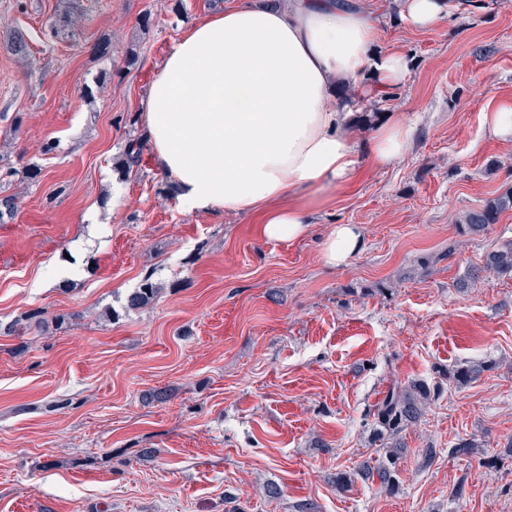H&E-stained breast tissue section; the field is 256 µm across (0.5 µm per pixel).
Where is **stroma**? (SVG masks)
<instances>
[{
  "label": "stroma",
  "mask_w": 512,
  "mask_h": 512,
  "mask_svg": "<svg viewBox=\"0 0 512 512\" xmlns=\"http://www.w3.org/2000/svg\"><path fill=\"white\" fill-rule=\"evenodd\" d=\"M235 3L0 0V196L18 203L0 223V512H512V279L456 286L512 243V210L456 229L512 190V141L483 120L512 103V0H463L425 30L370 0L379 50L409 71L334 100L359 98L357 141L395 115L413 138L395 163L362 160L289 242L262 238L257 214L184 210L146 146L119 167L145 145L173 42ZM338 224L364 246L334 268ZM147 275L159 296L127 308ZM33 310L61 327L10 332ZM457 364L482 371L459 386ZM414 382L439 394L396 436L395 489H337L383 455L375 405ZM462 439L472 454L452 455ZM506 209H512V191L490 201L481 210L467 213L461 223L463 232H480L491 224H496L498 216Z\"/></svg>",
  "instance_id": "35a3bbf8"
}]
</instances>
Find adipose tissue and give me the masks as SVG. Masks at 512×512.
Returning <instances> with one entry per match:
<instances>
[{"mask_svg": "<svg viewBox=\"0 0 512 512\" xmlns=\"http://www.w3.org/2000/svg\"><path fill=\"white\" fill-rule=\"evenodd\" d=\"M402 19L430 28L453 0H396ZM381 21L350 0H240L197 22L173 44L150 86L142 122L157 167L173 177L189 211L263 212L270 241L308 231L324 193L358 164L349 107L329 108L337 82L371 72L392 87L409 65L401 51H377ZM412 125L395 118L364 150L372 163L400 159ZM361 228L339 224L323 253L348 264Z\"/></svg>", "mask_w": 512, "mask_h": 512, "instance_id": "adipose-tissue-1", "label": "adipose tissue"}]
</instances>
